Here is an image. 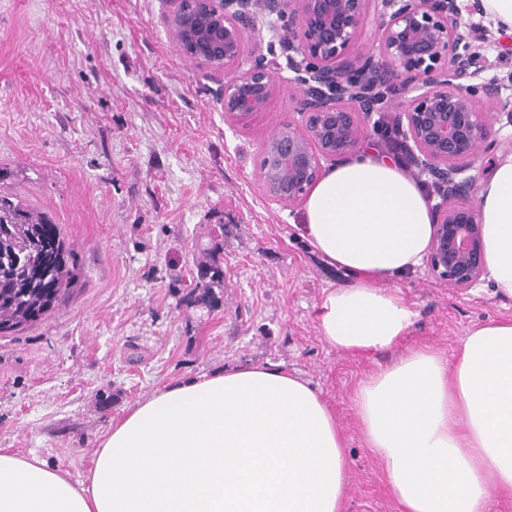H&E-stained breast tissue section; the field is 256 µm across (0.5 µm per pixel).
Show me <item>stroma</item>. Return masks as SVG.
<instances>
[{"label": "stroma", "mask_w": 512, "mask_h": 512, "mask_svg": "<svg viewBox=\"0 0 512 512\" xmlns=\"http://www.w3.org/2000/svg\"><path fill=\"white\" fill-rule=\"evenodd\" d=\"M287 28L259 15L243 64L286 71ZM224 80L183 56L160 0H0V191L59 224L79 274L48 318L0 334V448L78 477L155 389L274 362L321 392L346 437L345 512H399L352 413L356 384L419 346L453 355L471 328L512 318V299L485 280L449 288L422 266L388 282L418 313L394 349L329 348L316 308L354 278L314 252L302 206L270 202L256 176L298 90L281 84L232 125ZM219 230L224 288L208 308L187 295Z\"/></svg>", "instance_id": "obj_1"}]
</instances>
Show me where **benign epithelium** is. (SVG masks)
<instances>
[{"label":"benign epithelium","instance_id":"obj_1","mask_svg":"<svg viewBox=\"0 0 512 512\" xmlns=\"http://www.w3.org/2000/svg\"><path fill=\"white\" fill-rule=\"evenodd\" d=\"M374 0H165L174 42L203 76L224 71V119L239 123L263 112L277 79L262 62L240 68L256 5L288 12V82L300 90L299 119L281 124L262 148L257 178L279 205L304 202L324 173L323 162L357 152L372 115L387 106L384 87L405 78L398 119L422 171L448 183L434 210L426 258L431 273L465 291L485 273L482 224L474 203V168L491 144L495 111L512 123V87L483 77L484 46L471 37L482 0H381L377 39L362 47Z\"/></svg>","mask_w":512,"mask_h":512}]
</instances>
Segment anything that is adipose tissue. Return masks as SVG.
I'll use <instances>...</instances> for the list:
<instances>
[{
    "instance_id": "1",
    "label": "adipose tissue",
    "mask_w": 512,
    "mask_h": 512,
    "mask_svg": "<svg viewBox=\"0 0 512 512\" xmlns=\"http://www.w3.org/2000/svg\"><path fill=\"white\" fill-rule=\"evenodd\" d=\"M487 277L512 298V154L483 179ZM434 214L419 182L364 149L326 170L303 230L354 274L326 292L317 329L364 355L400 343L417 313L386 282L419 267ZM366 448L401 512H486L512 497V318L471 329L454 359L409 350L351 397ZM345 437L320 392L275 363L155 389L102 437L84 479L0 448V512H343Z\"/></svg>"
}]
</instances>
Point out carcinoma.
<instances>
[{
	"instance_id": "carcinoma-1",
	"label": "carcinoma",
	"mask_w": 512,
	"mask_h": 512,
	"mask_svg": "<svg viewBox=\"0 0 512 512\" xmlns=\"http://www.w3.org/2000/svg\"><path fill=\"white\" fill-rule=\"evenodd\" d=\"M210 261L197 267L189 296L218 301L224 285L220 243L208 248ZM71 254L59 225L20 200L0 193V333L47 318L69 294L75 279Z\"/></svg>"
}]
</instances>
